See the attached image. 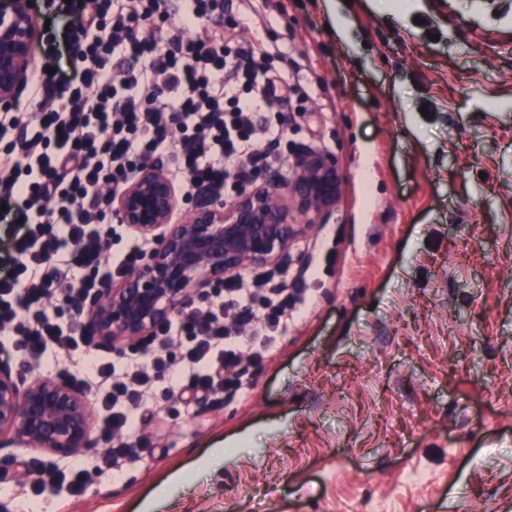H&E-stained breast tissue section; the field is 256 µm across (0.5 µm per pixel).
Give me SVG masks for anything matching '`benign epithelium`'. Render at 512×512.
Listing matches in <instances>:
<instances>
[{"label": "benign epithelium", "mask_w": 512, "mask_h": 512, "mask_svg": "<svg viewBox=\"0 0 512 512\" xmlns=\"http://www.w3.org/2000/svg\"><path fill=\"white\" fill-rule=\"evenodd\" d=\"M41 31L30 0H0V110L26 86ZM342 194L333 155L302 147L294 175L267 170L229 202L203 189L175 222V187L162 163L150 164L112 198V217L155 246L131 271L90 296L83 307L98 345L121 353L209 289L243 269L281 267L307 228ZM86 392L63 377L26 379L0 365V450L29 448L50 461L95 447Z\"/></svg>", "instance_id": "benign-epithelium-1"}]
</instances>
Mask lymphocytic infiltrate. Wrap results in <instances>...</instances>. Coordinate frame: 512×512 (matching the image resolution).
<instances>
[{
  "label": "lymphocytic infiltrate",
  "instance_id": "obj_1",
  "mask_svg": "<svg viewBox=\"0 0 512 512\" xmlns=\"http://www.w3.org/2000/svg\"><path fill=\"white\" fill-rule=\"evenodd\" d=\"M222 0H190L173 17L169 0H71L64 48L80 65L67 73L36 66L30 108L0 113V205L22 218L11 274L0 279V334L35 362L79 358L99 393L100 432L112 446L93 467H75L81 493L129 446L137 410L153 406L152 373L166 369L181 393L242 390L239 334L253 311L264 322L247 344L262 359L288 330V297L240 275L221 300L187 306L131 349L123 366L98 353L81 306L132 269L136 245L111 255L112 194L162 159L185 193L225 194L253 183L278 158L256 148L255 132L279 143L293 93L271 54L217 13ZM215 25L193 38L204 16ZM180 346L179 362L168 351Z\"/></svg>",
  "mask_w": 512,
  "mask_h": 512
}]
</instances>
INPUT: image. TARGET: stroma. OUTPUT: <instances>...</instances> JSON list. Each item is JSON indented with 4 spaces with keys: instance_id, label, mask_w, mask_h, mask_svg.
<instances>
[{
    "instance_id": "stroma-1",
    "label": "stroma",
    "mask_w": 512,
    "mask_h": 512,
    "mask_svg": "<svg viewBox=\"0 0 512 512\" xmlns=\"http://www.w3.org/2000/svg\"><path fill=\"white\" fill-rule=\"evenodd\" d=\"M307 92L288 148L342 196L294 243L305 291L244 397L164 401L82 494L10 512H512V0H254ZM37 59L66 0H37Z\"/></svg>"
}]
</instances>
